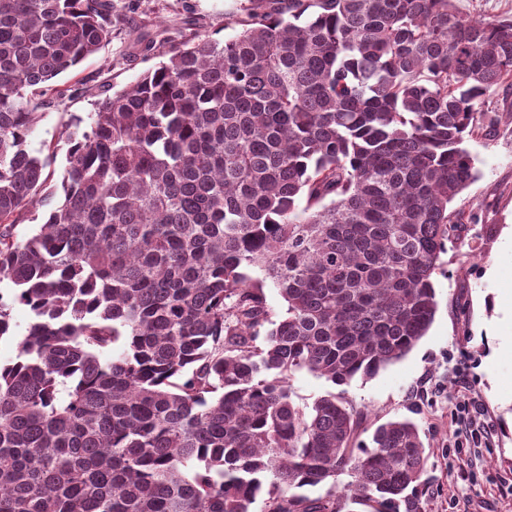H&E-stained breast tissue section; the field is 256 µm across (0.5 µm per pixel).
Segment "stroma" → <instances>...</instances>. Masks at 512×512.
Instances as JSON below:
<instances>
[{"mask_svg":"<svg viewBox=\"0 0 512 512\" xmlns=\"http://www.w3.org/2000/svg\"><path fill=\"white\" fill-rule=\"evenodd\" d=\"M112 39L58 84L88 85L89 93L56 101L29 137L31 149L57 147L73 117L88 118L104 91L134 83L177 43L185 21L201 33L233 36L227 22L239 0H116ZM497 123L470 139L478 179L460 193L454 209L469 215L459 238L441 256L433 278L438 309L426 336L402 360L373 377L355 379L344 396L367 418L362 440L388 420L408 418L420 427L430 454L425 512H512V356L490 360L493 346L512 341V86L490 90L480 102ZM470 404L488 435L471 436L460 405Z\"/></svg>","mask_w":512,"mask_h":512,"instance_id":"obj_1","label":"stroma"}]
</instances>
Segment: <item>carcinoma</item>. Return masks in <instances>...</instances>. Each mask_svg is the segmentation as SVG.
<instances>
[{
	"mask_svg": "<svg viewBox=\"0 0 512 512\" xmlns=\"http://www.w3.org/2000/svg\"><path fill=\"white\" fill-rule=\"evenodd\" d=\"M114 12L0 0V340L13 304L31 312L0 365V512H424L413 420L366 443L361 409L302 406L290 381L370 378L426 335L512 19L241 0L233 37L190 33L66 124L57 184L27 137ZM340 474L337 495L298 493Z\"/></svg>",
	"mask_w": 512,
	"mask_h": 512,
	"instance_id": "obj_1",
	"label": "carcinoma"
}]
</instances>
